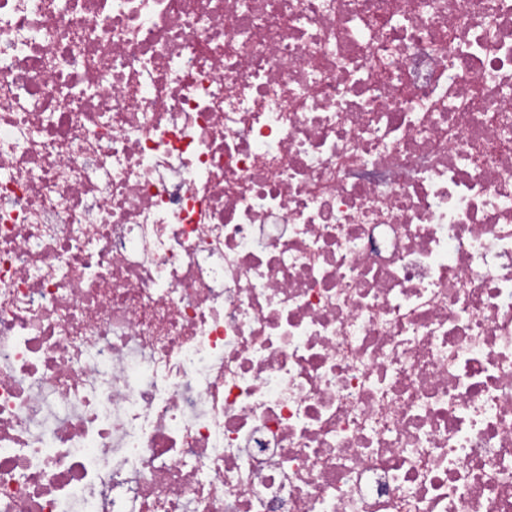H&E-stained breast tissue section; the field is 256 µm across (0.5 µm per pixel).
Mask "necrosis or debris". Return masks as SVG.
<instances>
[{
	"label": "necrosis or debris",
	"instance_id": "4bbe7bcc",
	"mask_svg": "<svg viewBox=\"0 0 512 512\" xmlns=\"http://www.w3.org/2000/svg\"><path fill=\"white\" fill-rule=\"evenodd\" d=\"M0 0V512H512V0Z\"/></svg>",
	"mask_w": 512,
	"mask_h": 512
}]
</instances>
